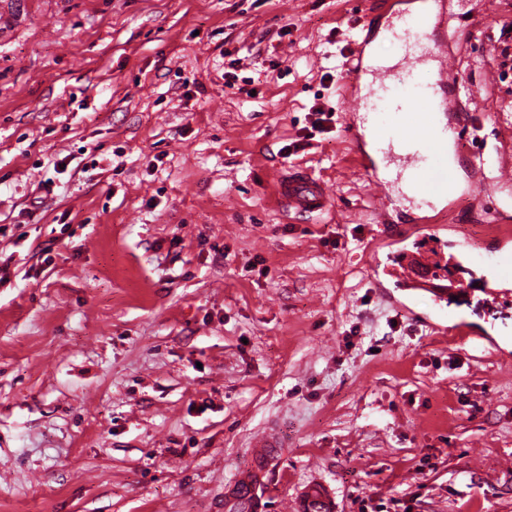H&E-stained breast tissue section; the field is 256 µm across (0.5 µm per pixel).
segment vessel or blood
<instances>
[{"label": "vessel or blood", "mask_w": 512, "mask_h": 512, "mask_svg": "<svg viewBox=\"0 0 512 512\" xmlns=\"http://www.w3.org/2000/svg\"><path fill=\"white\" fill-rule=\"evenodd\" d=\"M400 2V9L384 10V26L364 27L348 57L352 75L348 96L358 103L360 110L371 115L365 126L351 128L354 153L360 173L375 190L373 206L379 223L389 221L391 182L378 175L379 162L385 158L402 168L412 197L428 208H440V218L432 219L428 227L431 236L437 238L447 229L445 218L450 215L460 188L456 168L448 162V144L467 106L459 97L447 40L433 41L434 28L426 14L409 9L410 0ZM399 25L418 40L432 41L436 66H427L423 56L407 50L399 52L398 61L392 66L384 65L372 54L371 45L380 32L394 31ZM493 181L498 185L512 183L511 132H504L499 140ZM329 202L328 184L308 171L285 170L274 179L273 206L286 215L306 217L322 213L327 211ZM490 219L499 226L494 236L498 248H512V215L496 210L491 212ZM418 231V226L413 225L402 235L388 238V245L396 249L392 273L438 306L448 299L447 273L410 246V238ZM496 273L494 302L511 301L512 266H497ZM282 448L283 442L275 431L265 430L254 436L249 464L238 470L225 487L226 512H260L258 492ZM295 509L340 512V505L327 485L312 481L299 493Z\"/></svg>", "instance_id": "obj_1"}]
</instances>
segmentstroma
<instances>
[{
  "instance_id": "obj_1",
  "label": "stroma",
  "mask_w": 512,
  "mask_h": 512,
  "mask_svg": "<svg viewBox=\"0 0 512 512\" xmlns=\"http://www.w3.org/2000/svg\"><path fill=\"white\" fill-rule=\"evenodd\" d=\"M378 0H31L0 42V512H225L269 426L285 446L261 512L309 482L343 512H512V351L434 327L375 238L343 125L287 156L312 107L351 103L346 56ZM460 147L496 162L512 126V0H444ZM234 71L227 86L225 71ZM326 181L288 220L275 171ZM39 205H32L33 196ZM452 211L444 317L512 341L488 307V214Z\"/></svg>"
}]
</instances>
